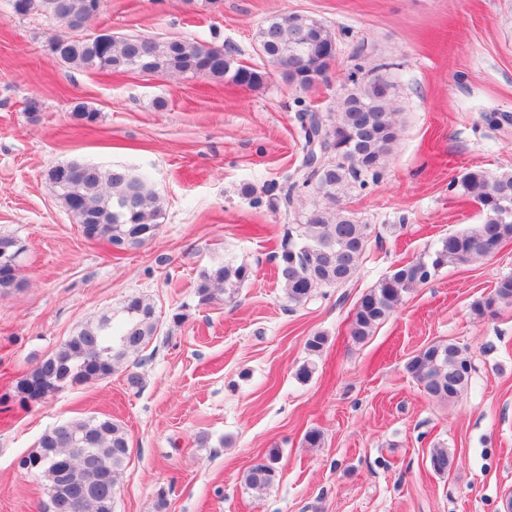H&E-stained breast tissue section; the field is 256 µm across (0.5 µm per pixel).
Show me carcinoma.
Returning <instances> with one entry per match:
<instances>
[{
  "instance_id": "carcinoma-1",
  "label": "carcinoma",
  "mask_w": 512,
  "mask_h": 512,
  "mask_svg": "<svg viewBox=\"0 0 512 512\" xmlns=\"http://www.w3.org/2000/svg\"><path fill=\"white\" fill-rule=\"evenodd\" d=\"M102 0H11L14 15L28 17L50 14L65 31L48 41L57 42L52 56L73 68L125 72L135 70L155 75H190L223 78L253 88L264 83L260 77L242 79L248 66L236 63L234 51L224 46H208L185 39H156L136 35L114 36L106 42L94 35L78 45L61 43L76 21L87 25L100 10ZM310 37L317 47L334 46L331 30L303 14L267 18L256 32L259 51L271 66L269 74L305 89L326 75L336 53H323L299 60L307 51L302 39ZM379 76L352 73L336 105L327 116L302 109L296 119L302 139L301 179L267 190L269 205L290 206L296 196L310 191L320 202L308 212L296 232L278 255V279L288 305L305 304L322 287L345 284L356 272L368 245V225L336 207L356 187L366 185V176L378 178L384 158L397 140L393 98H379ZM47 184L54 196L80 225L83 236L104 242L112 253L121 255L142 247L159 228L160 198L148 178L126 169H104L79 161L53 166ZM461 185L482 213L483 221L465 230L450 233L438 241L424 257L400 265L358 302L349 333L362 341L371 335L412 288L427 283L445 266H469L491 254L494 247L512 240V171L489 172L471 169ZM25 251L21 240L0 236V292L21 286L18 260ZM251 270L244 264L215 262L202 269L196 283L201 305L233 298ZM512 303V276L497 283L488 296L475 301L474 312L482 315L499 304ZM156 332L153 305L140 294L124 298L119 309L90 320L78 328L49 357L33 367L16 385L19 405L29 402L21 391L33 388L44 396L82 386L112 375L128 359L144 351ZM325 337L316 334L306 343L309 358L300 365L296 378L305 382L316 370ZM407 373L430 398L451 401L468 387L472 364L467 354L452 342L438 341L418 351L406 364ZM129 442L124 427L110 417H89L68 422L45 432L35 451L22 457L18 467L45 482L47 496L59 485V468L68 465L81 470L85 457L93 459L106 483L83 499L80 512H114V489L129 458ZM265 464L252 465L244 474L245 485L256 491L276 479L277 450L263 455ZM434 472L444 475L453 465L446 448L430 454Z\"/></svg>"
}]
</instances>
